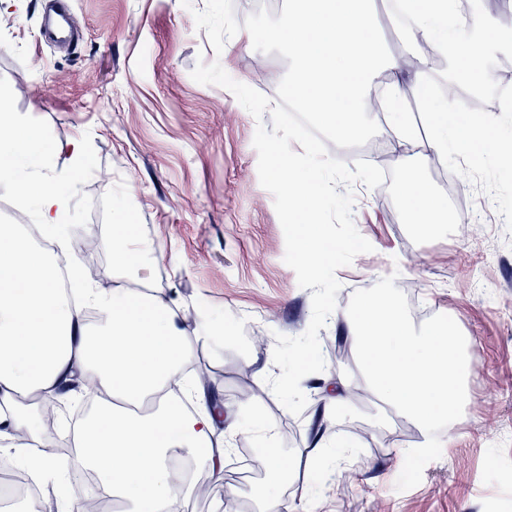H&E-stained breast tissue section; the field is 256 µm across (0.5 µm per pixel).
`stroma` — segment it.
<instances>
[{"mask_svg": "<svg viewBox=\"0 0 512 512\" xmlns=\"http://www.w3.org/2000/svg\"><path fill=\"white\" fill-rule=\"evenodd\" d=\"M80 39L66 48L41 43L43 0H0V97L20 127H35L52 143L46 168L53 177L77 173L72 183L73 222L67 238L94 235L98 252H76L81 268L114 287L108 244L124 203L139 227L143 254L137 278L163 289L188 315L207 307L224 324L222 349L191 329L194 347L215 368L213 388L224 415L250 411L271 424L279 447L297 461L276 489L294 508L312 492L314 512H512V166L489 159L467 168L458 154L443 159L445 182L422 165L423 141L405 144L380 128L372 144L383 155L386 179L370 189L353 187V220L373 246L336 272L341 284L334 316L323 330L342 336V318L354 291L393 274L395 285L419 307L450 315L468 345L469 400L438 460L422 481L395 488L406 450L425 441L421 427L386 405L368 386L355 355L326 357L325 383L346 380L356 389L351 408L326 419L324 391L302 382L307 405L288 412L273 392L243 398L241 368L256 383L280 375L272 348L245 345L262 333L303 334L311 321L310 290L299 287L285 263V238L273 197L259 181L253 137L271 125L246 111L227 89L196 83L198 61H220L235 80L267 97L255 68L263 63L285 73L279 53L253 49L246 31L215 53L193 10L205 0H67ZM486 19L478 37L487 60L512 58V0H468ZM379 33L394 56L409 53L418 36L375 0ZM88 158L76 168L74 145ZM405 158V167L394 164ZM414 171L448 204L443 228L419 233L404 210L401 169ZM474 225L475 234L462 230ZM322 432L326 445L344 442L347 459L323 470L322 451L311 444ZM265 474L246 472L234 459L207 498L189 497L184 512H259Z\"/></svg>", "mask_w": 512, "mask_h": 512, "instance_id": "obj_1", "label": "stroma"}]
</instances>
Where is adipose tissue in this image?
Segmentation results:
<instances>
[{
    "label": "adipose tissue",
    "mask_w": 512,
    "mask_h": 512,
    "mask_svg": "<svg viewBox=\"0 0 512 512\" xmlns=\"http://www.w3.org/2000/svg\"><path fill=\"white\" fill-rule=\"evenodd\" d=\"M401 8L436 51L452 54L456 75L488 81L484 51L464 35L455 0H402ZM450 27L460 31L451 44L442 38ZM271 36L291 59L289 98L329 130L344 138L361 131L362 94L381 75L388 87V124L403 141L414 140L416 129L402 104L401 64L377 32L372 0H292ZM414 85L432 130V157H445L453 146L474 164L488 157L512 164V146L495 135L493 120L461 122L447 103L432 100L424 76ZM14 128L10 106L0 98V190L24 197L55 234L56 245L38 247L17 225H0V435H21L13 455L34 476L64 482L68 465L48 455L55 442L42 437L32 402L57 398L80 373L97 382L98 395L94 411L74 432L76 455L105 492L123 500L124 512H183L195 482L173 483L171 461L191 460L222 480L241 434L258 441L267 485L278 487L294 462L269 427L256 419L220 425L213 393L196 381L185 382L182 395L173 392L193 345L177 325V306L162 290L123 283L103 293L88 283L78 298L61 294L56 270L71 263L63 230L72 218L71 198L45 171L49 141L35 131L15 134ZM400 192L419 232L447 223L445 202L425 181L405 179ZM136 237L129 216L113 225L116 269L139 266ZM88 307L100 312L99 324L86 322Z\"/></svg>",
    "instance_id": "obj_1"
}]
</instances>
